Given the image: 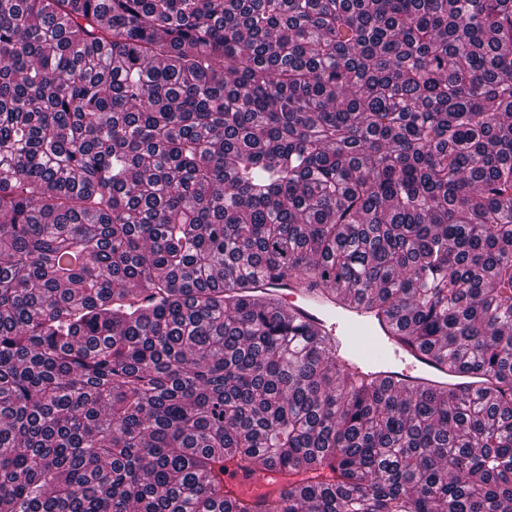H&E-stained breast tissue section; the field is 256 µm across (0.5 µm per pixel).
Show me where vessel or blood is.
Returning <instances> with one entry per match:
<instances>
[{"label":"vessel or blood","mask_w":512,"mask_h":512,"mask_svg":"<svg viewBox=\"0 0 512 512\" xmlns=\"http://www.w3.org/2000/svg\"><path fill=\"white\" fill-rule=\"evenodd\" d=\"M258 289L287 305L316 329L327 328L341 336L352 329L361 330L368 338L360 352L371 357L370 376L433 386L445 371L430 354L404 342L391 322L374 315L366 306L343 304L335 295L303 287L293 279L269 280L260 283ZM287 483V475L277 469L248 474L230 466L224 472L225 487L235 496L249 500L272 496Z\"/></svg>","instance_id":"vessel-or-blood-1"}]
</instances>
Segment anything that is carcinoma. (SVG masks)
Segmentation results:
<instances>
[{
  "label": "carcinoma",
  "mask_w": 512,
  "mask_h": 512,
  "mask_svg": "<svg viewBox=\"0 0 512 512\" xmlns=\"http://www.w3.org/2000/svg\"><path fill=\"white\" fill-rule=\"evenodd\" d=\"M0 512H512V0H0ZM257 289L281 301L303 322L320 331L330 325V335L339 347L344 339L347 351L349 330L360 329V336H369L367 344H362L352 357L372 356L369 377L437 386L439 376L447 372L430 354L404 342V336L385 317H377L364 305H345L335 295L303 288L294 279L265 281L259 283ZM344 335L346 337L342 338ZM288 480V475L278 469L248 474L235 466H227L224 472V486L235 496L249 500H260L278 493L288 485Z\"/></svg>",
  "instance_id": "carcinoma-1"
}]
</instances>
